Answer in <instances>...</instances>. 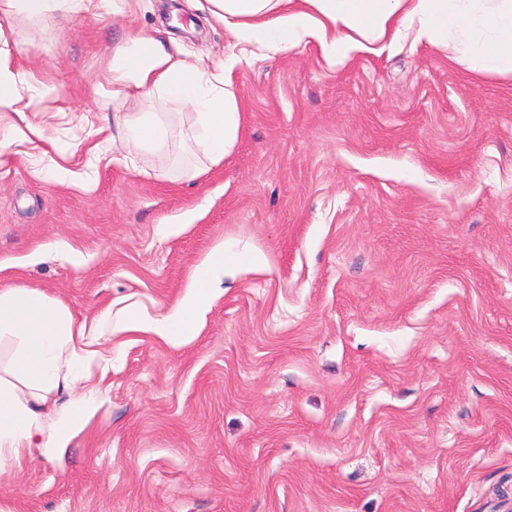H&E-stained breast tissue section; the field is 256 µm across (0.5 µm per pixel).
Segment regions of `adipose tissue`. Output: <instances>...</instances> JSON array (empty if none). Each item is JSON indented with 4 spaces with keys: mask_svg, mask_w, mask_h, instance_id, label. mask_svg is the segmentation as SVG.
Segmentation results:
<instances>
[{
    "mask_svg": "<svg viewBox=\"0 0 512 512\" xmlns=\"http://www.w3.org/2000/svg\"><path fill=\"white\" fill-rule=\"evenodd\" d=\"M211 16L237 43L271 53L317 41L327 59L380 44L436 45L457 37L456 52L473 70L512 74V0H208ZM87 0H0V18L18 13L33 22L85 9ZM241 58L230 54L225 70L173 58L162 40L149 37L117 46L106 80L113 96L158 95L190 108L194 121L184 148L200 149L214 164L235 146L241 125L238 100L227 72ZM126 145L163 147L167 122L157 112H135L116 121ZM238 264V255L218 243L197 264L187 289L172 309L145 320L131 308L104 312L76 323L67 306L43 290L15 285L0 289V465L26 448L66 447L85 420V398L58 404L60 390L86 381L102 358V338L143 330L171 345L196 335L214 299L215 286Z\"/></svg>",
    "mask_w": 512,
    "mask_h": 512,
    "instance_id": "adipose-tissue-1",
    "label": "adipose tissue"
}]
</instances>
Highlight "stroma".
<instances>
[{"mask_svg":"<svg viewBox=\"0 0 512 512\" xmlns=\"http://www.w3.org/2000/svg\"><path fill=\"white\" fill-rule=\"evenodd\" d=\"M160 37L215 70L234 39L207 0H122L33 24L0 53L53 140L0 156V288L37 287L79 322L182 297L220 241L263 253L225 276L174 346L113 337L66 448L0 471V512H503L512 506V76L403 43L326 62L318 43L231 75L233 150L138 149L89 168L117 112L116 43Z\"/></svg>","mask_w":512,"mask_h":512,"instance_id":"stroma-1","label":"stroma"}]
</instances>
